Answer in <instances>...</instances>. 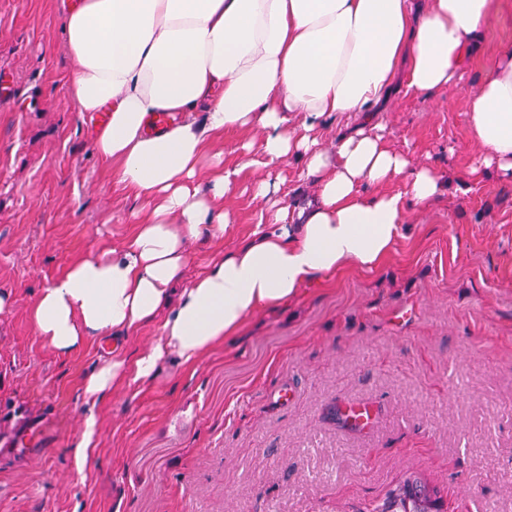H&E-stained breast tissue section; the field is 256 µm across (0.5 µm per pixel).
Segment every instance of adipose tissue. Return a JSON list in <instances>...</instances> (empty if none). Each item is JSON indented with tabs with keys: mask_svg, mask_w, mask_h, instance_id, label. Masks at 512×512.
Wrapping results in <instances>:
<instances>
[{
	"mask_svg": "<svg viewBox=\"0 0 512 512\" xmlns=\"http://www.w3.org/2000/svg\"><path fill=\"white\" fill-rule=\"evenodd\" d=\"M495 3L63 0L62 43L74 63L65 93L95 119L92 152L149 207L134 215L127 240L76 260L30 309L55 351L94 341L107 352L83 384L85 438L96 432L93 405L117 388L153 381L170 361L195 365L314 279L382 263L410 206L427 207L444 183L388 144L374 107L402 64L413 94L454 83ZM467 101L481 155L469 178L488 169L512 176V53L491 63ZM331 112L361 118L332 150L315 134ZM242 127L259 129L267 162L299 157L317 193L292 201L257 181L255 197L273 204L256 230L188 276L192 242L232 221L224 198L236 173L213 142ZM395 182L404 191H392ZM151 324L157 339L128 352L129 338Z\"/></svg>",
	"mask_w": 512,
	"mask_h": 512,
	"instance_id": "adipose-tissue-1",
	"label": "adipose tissue"
}]
</instances>
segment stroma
<instances>
[{
  "instance_id": "35a3bbf8",
  "label": "stroma",
  "mask_w": 512,
  "mask_h": 512,
  "mask_svg": "<svg viewBox=\"0 0 512 512\" xmlns=\"http://www.w3.org/2000/svg\"><path fill=\"white\" fill-rule=\"evenodd\" d=\"M59 3L0 0V512H364L409 476L448 512H512V178H465L467 95L512 51V0L454 85L419 96L396 77L379 114L388 141L447 187L381 265L312 282L195 367L118 388L93 410L82 461L81 388L102 351L55 352L30 309L87 251L128 238L139 203L65 94ZM257 140H218L240 171L232 222L194 247L190 272L251 235L267 208L256 180L310 192L298 158L257 164L244 149ZM362 405L371 424H344L341 408Z\"/></svg>"
}]
</instances>
